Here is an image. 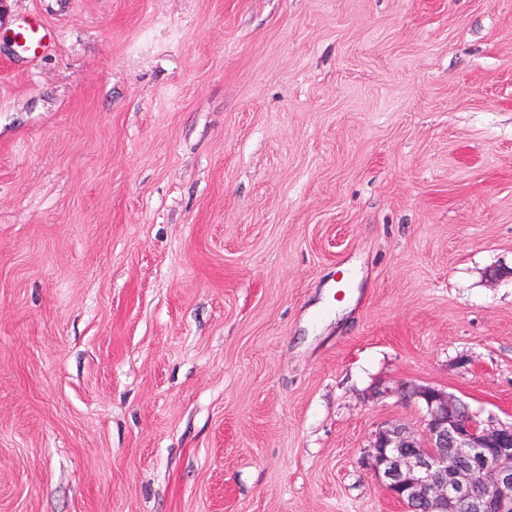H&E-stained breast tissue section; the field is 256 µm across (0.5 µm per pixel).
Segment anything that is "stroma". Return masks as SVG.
<instances>
[{
    "instance_id": "obj_1",
    "label": "stroma",
    "mask_w": 512,
    "mask_h": 512,
    "mask_svg": "<svg viewBox=\"0 0 512 512\" xmlns=\"http://www.w3.org/2000/svg\"><path fill=\"white\" fill-rule=\"evenodd\" d=\"M409 383L512 419V0H10L0 512H402ZM16 39L27 49L36 54L42 49L49 35L38 17L24 21L16 32Z\"/></svg>"
}]
</instances>
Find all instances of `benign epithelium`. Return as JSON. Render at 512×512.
<instances>
[{"label":"benign epithelium","instance_id":"benign-epithelium-1","mask_svg":"<svg viewBox=\"0 0 512 512\" xmlns=\"http://www.w3.org/2000/svg\"><path fill=\"white\" fill-rule=\"evenodd\" d=\"M401 392L422 405L419 427L390 421L365 451L389 497L405 512H512V422L483 419L433 386Z\"/></svg>","mask_w":512,"mask_h":512}]
</instances>
